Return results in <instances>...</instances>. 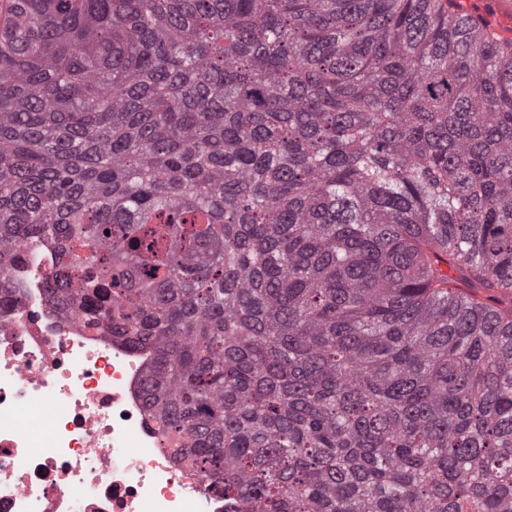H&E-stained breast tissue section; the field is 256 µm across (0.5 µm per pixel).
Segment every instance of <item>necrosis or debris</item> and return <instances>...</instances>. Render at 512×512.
Masks as SVG:
<instances>
[{
  "label": "necrosis or debris",
  "mask_w": 512,
  "mask_h": 512,
  "mask_svg": "<svg viewBox=\"0 0 512 512\" xmlns=\"http://www.w3.org/2000/svg\"><path fill=\"white\" fill-rule=\"evenodd\" d=\"M60 263L57 239L28 241L0 290V512H224L148 409L153 351L53 304Z\"/></svg>",
  "instance_id": "1"
}]
</instances>
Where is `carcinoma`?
<instances>
[{"label":"carcinoma","mask_w":512,"mask_h":512,"mask_svg":"<svg viewBox=\"0 0 512 512\" xmlns=\"http://www.w3.org/2000/svg\"><path fill=\"white\" fill-rule=\"evenodd\" d=\"M155 353L225 512H512V40L457 0H0V282Z\"/></svg>","instance_id":"1"}]
</instances>
